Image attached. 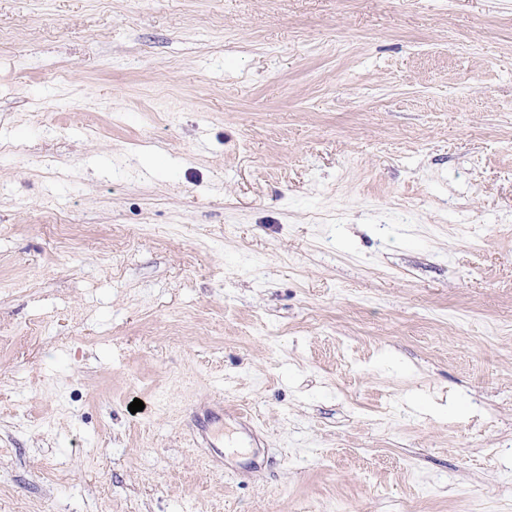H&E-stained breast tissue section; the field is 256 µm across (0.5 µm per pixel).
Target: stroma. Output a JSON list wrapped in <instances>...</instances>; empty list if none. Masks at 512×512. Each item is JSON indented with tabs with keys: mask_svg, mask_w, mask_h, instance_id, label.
<instances>
[{
	"mask_svg": "<svg viewBox=\"0 0 512 512\" xmlns=\"http://www.w3.org/2000/svg\"><path fill=\"white\" fill-rule=\"evenodd\" d=\"M341 506L512 512V0H0V512Z\"/></svg>",
	"mask_w": 512,
	"mask_h": 512,
	"instance_id": "obj_1",
	"label": "stroma"
}]
</instances>
